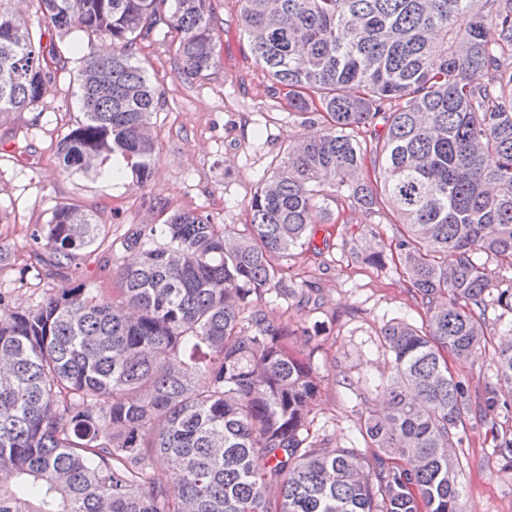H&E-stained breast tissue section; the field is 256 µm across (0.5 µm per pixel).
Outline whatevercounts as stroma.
Wrapping results in <instances>:
<instances>
[{
  "label": "stroma",
  "mask_w": 512,
  "mask_h": 512,
  "mask_svg": "<svg viewBox=\"0 0 512 512\" xmlns=\"http://www.w3.org/2000/svg\"><path fill=\"white\" fill-rule=\"evenodd\" d=\"M209 2L217 60L208 76L192 80L177 74L163 31L139 45L162 98L151 118L156 155L146 184L137 185L129 170L112 180L59 168L56 145L82 118L74 94L79 50L90 45L110 52L104 38L57 35L69 58L66 70L37 104L0 121V245L11 253L0 267V290L11 309L35 310L51 289L82 282L111 295L113 272L134 256L126 239L147 223H163L157 203L171 212L210 215L217 224L246 223L252 194L288 145L324 131L325 120L310 123L290 112L287 88L272 85L254 63L239 30V0ZM60 204L92 213L100 236L63 275L52 277L35 259L30 235ZM331 210V222L319 225L314 239L320 255L300 250L288 262V284L309 293L310 302L272 294L265 311L288 326L296 350L311 356L320 395L308 417L310 435L332 448L361 449L360 427L380 403L375 386L391 362L381 329L390 321L422 325L426 308L399 267H376L365 259L364 244L379 249L394 241L398 224L392 212L342 199ZM484 321L480 347L448 361L470 404L456 430L454 452L464 512H512V469L499 453L502 442L512 439V395L500 388L494 368L495 349L512 329V314L491 305Z\"/></svg>",
  "instance_id": "1"
}]
</instances>
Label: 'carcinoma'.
Segmentation results:
<instances>
[{
    "mask_svg": "<svg viewBox=\"0 0 512 512\" xmlns=\"http://www.w3.org/2000/svg\"><path fill=\"white\" fill-rule=\"evenodd\" d=\"M37 2L36 38L0 0V119L40 100L45 56L66 63L45 33L105 36L112 54L84 55L83 119L58 141L59 166L109 175L120 156L147 183L161 99L135 50L164 26L174 70L207 76L208 0ZM240 2L255 64L299 114L319 103L329 129L286 148L245 229L183 210L133 233L139 261L115 270L117 299L86 283L28 312L0 297V512H464L448 448L466 402L443 352L465 357L485 336L482 258L512 265V0ZM338 196L397 215L394 250L427 309L421 329L382 330L392 361L382 410L361 426L370 463L304 434L311 356L262 307L295 295L288 260L317 250ZM98 235L92 214L63 204L33 240L60 270ZM496 367L512 393V340Z\"/></svg>",
    "mask_w": 512,
    "mask_h": 512,
    "instance_id": "obj_1",
    "label": "carcinoma"
}]
</instances>
